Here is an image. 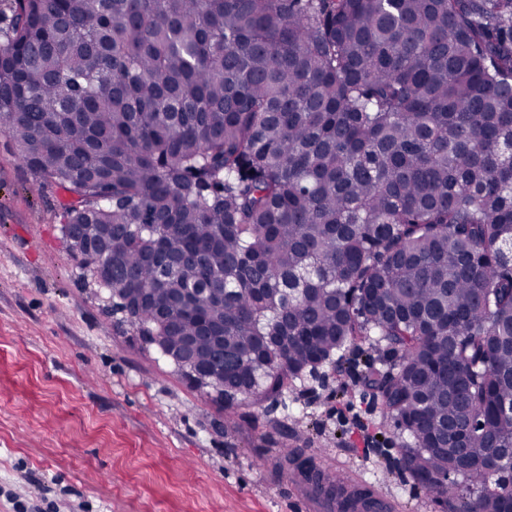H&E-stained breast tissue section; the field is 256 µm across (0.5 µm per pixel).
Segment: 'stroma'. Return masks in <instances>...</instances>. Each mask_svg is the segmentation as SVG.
<instances>
[{
  "mask_svg": "<svg viewBox=\"0 0 512 512\" xmlns=\"http://www.w3.org/2000/svg\"><path fill=\"white\" fill-rule=\"evenodd\" d=\"M43 191L0 134V512L26 491L52 512H305L283 446L356 472L401 512H448L411 477L400 437L365 389L355 347L283 404L224 401L122 323L88 282Z\"/></svg>",
  "mask_w": 512,
  "mask_h": 512,
  "instance_id": "1",
  "label": "stroma"
}]
</instances>
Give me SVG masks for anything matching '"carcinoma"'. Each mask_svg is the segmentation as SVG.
I'll list each match as a JSON object with an SVG mask.
<instances>
[{
	"label": "carcinoma",
	"mask_w": 512,
	"mask_h": 512,
	"mask_svg": "<svg viewBox=\"0 0 512 512\" xmlns=\"http://www.w3.org/2000/svg\"><path fill=\"white\" fill-rule=\"evenodd\" d=\"M0 133L227 419L372 341L413 479L512 512V0H10Z\"/></svg>",
	"instance_id": "carcinoma-1"
}]
</instances>
